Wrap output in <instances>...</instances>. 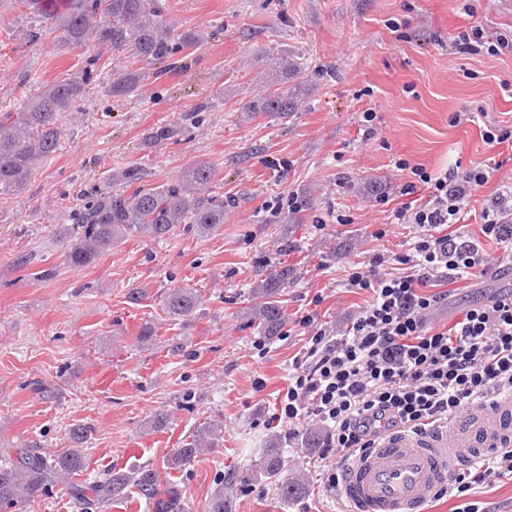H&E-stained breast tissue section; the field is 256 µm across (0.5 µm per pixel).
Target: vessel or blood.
I'll return each instance as SVG.
<instances>
[{"label": "vessel or blood", "instance_id": "b4317fda", "mask_svg": "<svg viewBox=\"0 0 512 512\" xmlns=\"http://www.w3.org/2000/svg\"><path fill=\"white\" fill-rule=\"evenodd\" d=\"M512 444V398L473 408L452 426L424 434L392 430L346 464L339 486L352 512H427L464 461Z\"/></svg>", "mask_w": 512, "mask_h": 512}]
</instances>
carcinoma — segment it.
Masks as SVG:
<instances>
[{
	"mask_svg": "<svg viewBox=\"0 0 512 512\" xmlns=\"http://www.w3.org/2000/svg\"><path fill=\"white\" fill-rule=\"evenodd\" d=\"M39 16L56 42L72 50L94 45L85 67L73 76L45 86L29 97L16 112L0 114V191L20 192L27 186L33 166L62 147L65 132L60 123L63 112H78L89 86L96 78L95 62L110 51L139 62L163 64L179 51L205 41L198 30H179L171 24L168 0H19ZM262 67L263 89L242 107L255 117L260 114L286 116L304 103L306 88L300 80L304 63L282 53H266L254 60ZM143 79L138 70H124L112 78L107 92L114 98L134 93ZM178 130L171 124L158 125L147 134L156 146L174 139ZM112 177L133 187L129 194L97 193L84 200L71 216L78 226V238L71 244L67 260L73 266L91 264L127 235L157 240L170 234L178 224H191L201 236L211 234L224 223V195L216 191L213 169L196 163L167 184H142L137 166L116 170ZM288 283L282 272L254 283L256 303L252 323L266 336L282 325L281 288ZM200 305L195 288L179 287L164 299L166 314L174 319L189 317ZM221 426L206 423L190 440L167 458L166 468L179 470L194 461L202 447H212ZM89 439V428L75 425L69 430L70 447L51 459L25 451L17 460L0 464V508H13L45 495L62 485L69 491L78 512H108L112 504L134 493L151 505L152 512H185L182 493L174 485H164L159 472L144 467L136 472L113 469L107 478L76 483L72 478L84 466L81 448ZM284 460L278 439L267 448L260 470L278 480L280 497L287 502L299 493L298 483L282 475Z\"/></svg>",
	"mask_w": 512,
	"mask_h": 512,
	"instance_id": "1",
	"label": "carcinoma"
}]
</instances>
